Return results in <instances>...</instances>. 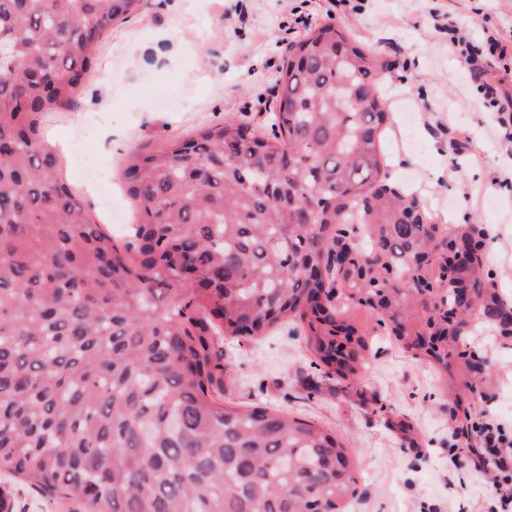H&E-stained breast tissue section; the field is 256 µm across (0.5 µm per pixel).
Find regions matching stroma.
I'll return each mask as SVG.
<instances>
[{
	"label": "stroma",
	"mask_w": 512,
	"mask_h": 512,
	"mask_svg": "<svg viewBox=\"0 0 512 512\" xmlns=\"http://www.w3.org/2000/svg\"><path fill=\"white\" fill-rule=\"evenodd\" d=\"M333 22L370 48L386 88L398 96L385 169L395 189L416 182L438 222L463 212L483 224L495 247L487 261L512 296V152L463 55L448 47L456 23L476 48L485 32L512 40V0H143L140 10L100 37L96 65L67 111L38 117V137L68 135L67 182L101 217L104 197L124 213L122 188L132 153L225 122L270 131L277 69L289 44L316 24ZM416 117L406 129L404 109ZM414 134L418 151L406 146ZM463 143L448 166L451 142ZM356 389L324 378L298 323L280 320L255 339L225 338V395L240 405L265 403L335 432L359 467L350 512H498L495 486L449 429L448 398L432 369L383 328ZM493 375L481 413L512 431V340L478 331L468 341ZM412 425L413 440L391 429Z\"/></svg>",
	"instance_id": "1"
}]
</instances>
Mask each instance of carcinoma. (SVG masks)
Returning a JSON list of instances; mask_svg holds the SVG:
<instances>
[{"mask_svg": "<svg viewBox=\"0 0 512 512\" xmlns=\"http://www.w3.org/2000/svg\"><path fill=\"white\" fill-rule=\"evenodd\" d=\"M142 2L0 0V472L87 512H347L345 443L224 402L220 340L296 318L347 391L368 348L350 308L444 379L472 447L490 368L467 341L512 339V300L482 225L439 224L382 184L377 60L335 24L288 47L273 138L226 122L173 139L124 169L132 241L91 220L37 117L72 105L102 33Z\"/></svg>", "mask_w": 512, "mask_h": 512, "instance_id": "carcinoma-1", "label": "carcinoma"}]
</instances>
